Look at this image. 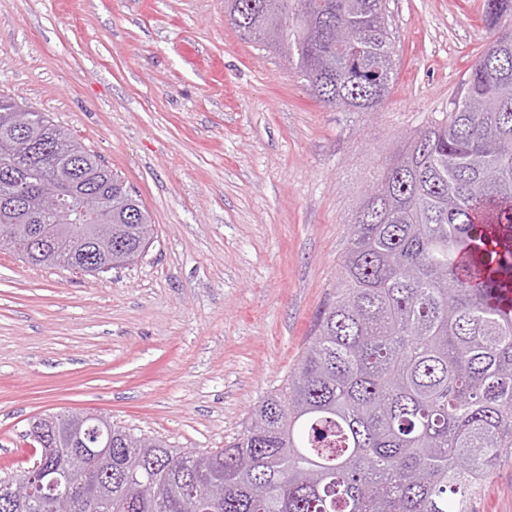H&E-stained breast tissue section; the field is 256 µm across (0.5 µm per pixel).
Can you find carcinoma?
Here are the masks:
<instances>
[{
  "label": "carcinoma",
  "instance_id": "obj_1",
  "mask_svg": "<svg viewBox=\"0 0 512 512\" xmlns=\"http://www.w3.org/2000/svg\"><path fill=\"white\" fill-rule=\"evenodd\" d=\"M243 36L281 51L316 98L378 112L394 79L386 0H224ZM490 41L453 108L414 130L373 179L338 259L330 298L284 383L222 448H172L112 425V454L87 462L77 512H470L512 453V0H485ZM0 94V168L16 156ZM18 163L25 207H0V240L39 267L90 275L129 265L154 228L125 180L43 112ZM44 177L68 215L39 211ZM41 227L52 242L24 257ZM56 445L71 447L65 414ZM0 512H52L45 497Z\"/></svg>",
  "mask_w": 512,
  "mask_h": 512
}]
</instances>
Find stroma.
Masks as SVG:
<instances>
[{"label":"stroma","instance_id":"35a3bbf8","mask_svg":"<svg viewBox=\"0 0 512 512\" xmlns=\"http://www.w3.org/2000/svg\"><path fill=\"white\" fill-rule=\"evenodd\" d=\"M483 3L386 0L392 93L340 112L224 0H0V92L100 155L155 223L137 264L95 277L0 252V475L61 412L176 448L240 431L296 367L382 160L451 109L490 38ZM471 512H512V454Z\"/></svg>","mask_w":512,"mask_h":512}]
</instances>
